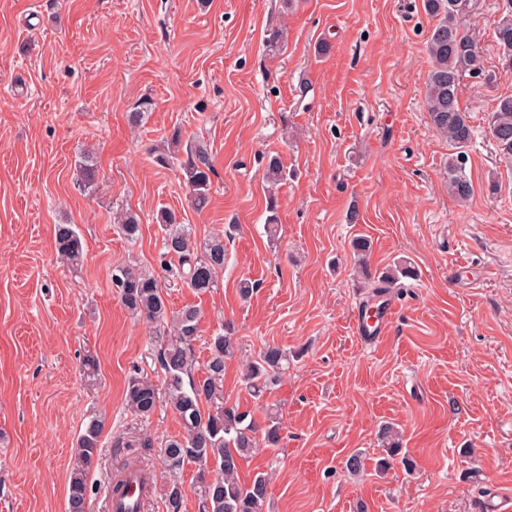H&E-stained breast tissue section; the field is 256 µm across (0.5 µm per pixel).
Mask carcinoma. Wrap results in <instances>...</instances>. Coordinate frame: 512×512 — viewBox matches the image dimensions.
I'll list each match as a JSON object with an SVG mask.
<instances>
[{
    "label": "carcinoma",
    "mask_w": 512,
    "mask_h": 512,
    "mask_svg": "<svg viewBox=\"0 0 512 512\" xmlns=\"http://www.w3.org/2000/svg\"><path fill=\"white\" fill-rule=\"evenodd\" d=\"M476 0H425L427 13L435 18L427 39L431 70L425 87V106L432 127L448 140L453 152L448 154V193L459 203L467 202L473 185L466 173V149L474 137L468 112L460 106V78L476 69L480 62L478 40L466 27V18ZM496 43L502 55L512 60V0H502L499 16L493 22ZM264 42L272 54L284 45V32L270 27ZM489 134L499 155L512 163V96L495 103L488 121ZM179 168L188 188L192 206L204 209L210 200L213 159L201 141L186 146ZM155 222L165 231L161 268L173 283L197 294H207L218 286L224 271V237L214 236L196 241L190 228L178 222L170 210H160ZM121 232L134 239L140 230V218L126 212L118 221ZM55 248L64 262L77 267L83 258L79 234L70 224L55 229ZM359 267L371 288V297L388 295L403 278H411L413 269L404 261L374 274L368 269L371 242L357 236L351 242ZM110 280L127 312L155 325L159 344L158 362L164 371V389L148 377L129 379L125 402L136 416L147 419L160 402L178 416L183 432L162 445L166 467L177 472L186 465H195L196 491L200 512H265L268 501V478L255 475L245 483L240 480L242 461L258 447L256 435L263 434V443L275 447L281 440L279 413L267 407V424L260 429L248 413L224 401V367L238 350L231 333H214L208 341L209 358L205 377L194 379L195 343L200 338V312L194 306L178 311L168 309L158 277L130 265L112 269ZM292 355L277 345L265 346L247 364L243 374L245 389L260 399L272 390L288 371ZM101 422L92 420L78 440L75 464L70 472L68 512H87L88 474L99 455ZM382 448L386 457L380 469L391 466L402 448V436L391 424L381 429Z\"/></svg>",
    "instance_id": "carcinoma-1"
}]
</instances>
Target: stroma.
I'll list each match as a JSON object with an SVG mask.
<instances>
[{
  "instance_id": "35a3bbf8",
  "label": "stroma",
  "mask_w": 512,
  "mask_h": 512,
  "mask_svg": "<svg viewBox=\"0 0 512 512\" xmlns=\"http://www.w3.org/2000/svg\"><path fill=\"white\" fill-rule=\"evenodd\" d=\"M498 3L478 0L471 16L480 70L463 78L460 103L475 130L474 191L460 204L448 194V142L424 105L433 20L423 0H0V512H66L77 439L93 418L104 428L88 512H108L127 440L181 434L169 407L145 420L125 404L130 377L158 383L163 372L150 324L110 281L119 264L160 273L164 233L152 216L162 208L196 239L224 237L217 288L163 292L171 310L201 312L194 378L209 337L233 328L225 400L259 422L266 405L281 412L279 446L240 470L245 482L269 476V512L512 508V166L488 132L496 100L512 96ZM270 26L288 31L276 57L263 48ZM145 98L152 109L131 126ZM176 131L212 152L204 210L190 207L180 169L155 161ZM273 157L291 176L272 194ZM126 210L141 218L133 240L114 222ZM59 224L82 240L78 270L57 256ZM358 235L372 242L371 268L404 259L417 271L376 345L352 333L368 299ZM243 279L256 285L245 300ZM269 344L296 358L258 401L241 373ZM88 350L100 367L93 387ZM387 422L413 470L401 460L378 469ZM354 453L365 460L357 476L344 467Z\"/></svg>"
}]
</instances>
